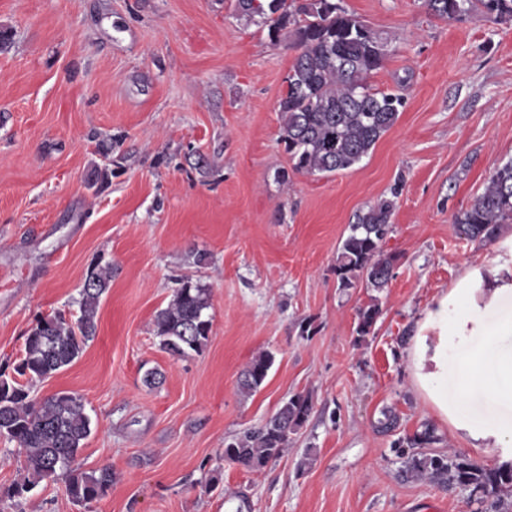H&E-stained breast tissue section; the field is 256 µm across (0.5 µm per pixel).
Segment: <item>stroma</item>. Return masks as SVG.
Wrapping results in <instances>:
<instances>
[{"label":"stroma","mask_w":512,"mask_h":512,"mask_svg":"<svg viewBox=\"0 0 512 512\" xmlns=\"http://www.w3.org/2000/svg\"><path fill=\"white\" fill-rule=\"evenodd\" d=\"M340 3L387 39L369 83L405 105L360 163L309 175L278 141L293 37L271 41L235 0H0V369L37 317L76 319L88 269L111 266L95 337L32 394L79 397L91 433L76 462L115 473L87 505L61 476L13 497L25 453L0 438V512H477L468 489L406 470L398 443L427 425L428 453L499 460L436 417L404 350L467 269L512 263V224L491 244L453 224L512 159V21L443 20L425 0ZM97 171L108 178L94 185ZM397 183L382 244L392 278L340 290L355 214ZM184 280L209 288L211 330L179 358L154 319ZM373 300L380 314L358 336ZM263 351L273 364L243 396L240 373ZM150 371L161 384H145ZM297 393L312 411L279 459L225 461L232 437Z\"/></svg>","instance_id":"1"}]
</instances>
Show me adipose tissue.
<instances>
[{
    "label": "adipose tissue",
    "instance_id": "ef3b65f1",
    "mask_svg": "<svg viewBox=\"0 0 512 512\" xmlns=\"http://www.w3.org/2000/svg\"><path fill=\"white\" fill-rule=\"evenodd\" d=\"M512 299V264L469 269L433 298L406 350L412 382L437 417L471 448L483 454L512 449V316L503 313ZM496 322H488L490 314ZM470 336L484 337L486 348L461 370L456 392L445 382L448 350ZM489 398L485 422L467 414L476 395Z\"/></svg>",
    "mask_w": 512,
    "mask_h": 512
}]
</instances>
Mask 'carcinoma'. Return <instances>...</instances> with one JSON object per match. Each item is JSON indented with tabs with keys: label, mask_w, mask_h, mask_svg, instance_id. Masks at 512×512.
I'll use <instances>...</instances> for the list:
<instances>
[{
	"label": "carcinoma",
	"mask_w": 512,
	"mask_h": 512,
	"mask_svg": "<svg viewBox=\"0 0 512 512\" xmlns=\"http://www.w3.org/2000/svg\"><path fill=\"white\" fill-rule=\"evenodd\" d=\"M429 10L443 19H456L480 10L490 22L512 20V0H427ZM236 9L268 27L271 40L293 26L298 50L278 101L282 124L278 142L296 171L316 174L349 169L369 155L378 140L396 123L404 98L377 91L368 84L387 58V41L349 14L336 0H236ZM394 201L382 200L356 214L355 223L338 247L334 274L339 288H384L392 275L395 256L381 243L390 231ZM512 223V160L494 169L483 192L455 216L457 234L467 240L492 243L504 224ZM112 278L109 266L88 270L76 320L61 315L42 317L31 328L23 356L14 366L16 377L0 373V437L25 451L31 480L17 484L21 496L44 478L62 474L69 497L86 504L104 496L112 486L109 467L86 472L75 466L76 455L91 433V421L80 399L57 393L43 399L31 396V383L47 379L72 364L83 346L96 335L97 308ZM209 290L189 282L174 289L168 305L155 315V334L168 352L187 356L203 351L211 328ZM380 313L377 304L358 313L357 333L369 334ZM272 356L262 352L242 371L238 390L255 392L264 382ZM310 397L295 394L258 427L234 437L224 459L250 470H261L279 458L290 435L307 421ZM407 471L418 478L448 480L472 489L491 512H512V465L485 469L457 456L412 453Z\"/></svg>",
	"instance_id": "carcinoma-1"
}]
</instances>
